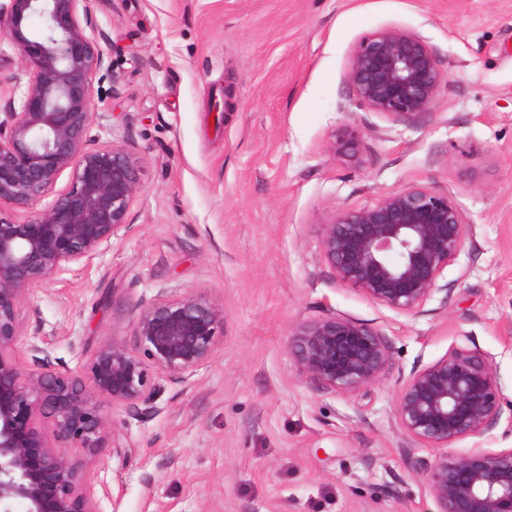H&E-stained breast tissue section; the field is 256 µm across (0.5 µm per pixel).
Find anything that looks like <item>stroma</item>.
I'll return each mask as SVG.
<instances>
[{"label": "stroma", "mask_w": 512, "mask_h": 512, "mask_svg": "<svg viewBox=\"0 0 512 512\" xmlns=\"http://www.w3.org/2000/svg\"><path fill=\"white\" fill-rule=\"evenodd\" d=\"M110 65L90 147H125L142 169L125 230L79 271L33 289L23 333L82 370L159 289L224 313L213 359L164 383L161 414L115 416L127 448L88 469L99 512H436L395 412L416 370L449 347L490 359L512 401V0H92ZM411 29L449 70L432 114L392 122L346 78L365 35ZM233 105L223 124L225 86ZM348 124L362 161L329 151ZM424 185L452 196L471 236L418 313L341 284L320 252L323 223ZM339 314L387 340L364 396L300 376L297 328Z\"/></svg>", "instance_id": "stroma-1"}]
</instances>
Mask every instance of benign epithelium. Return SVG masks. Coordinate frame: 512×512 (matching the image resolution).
<instances>
[{
  "label": "benign epithelium",
  "instance_id": "1",
  "mask_svg": "<svg viewBox=\"0 0 512 512\" xmlns=\"http://www.w3.org/2000/svg\"><path fill=\"white\" fill-rule=\"evenodd\" d=\"M90 2L0 3V35L18 49L26 77L0 118V506L22 500L27 512H98L86 466L109 443L121 452L100 400L130 417L160 414V381H190L223 337V314L206 297L161 293L137 309L133 343L103 341L80 372L38 357L34 342L31 362L21 360L19 311L30 292L107 250L141 183L127 149L87 147L106 61ZM33 17L44 25L30 27ZM347 78L360 104L410 121L435 108L449 71L417 33L384 27L356 43ZM362 138L349 124L330 150L357 162ZM67 169L68 186L52 193ZM20 211L26 220L14 218ZM470 228L451 196L415 185L339 211L322 225L320 251L339 282L413 315L438 291ZM288 347L298 374L334 395L375 386L391 360L379 332L336 314L302 325ZM395 410L414 447L447 449L496 426L503 401L490 360L452 346L405 380ZM421 465L438 512H512V448L445 452Z\"/></svg>",
  "mask_w": 512,
  "mask_h": 512
}]
</instances>
